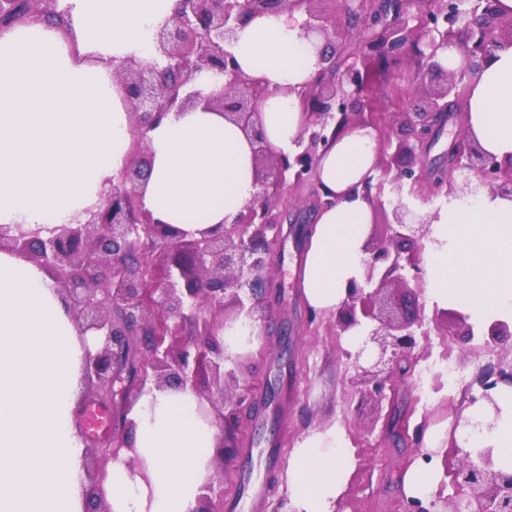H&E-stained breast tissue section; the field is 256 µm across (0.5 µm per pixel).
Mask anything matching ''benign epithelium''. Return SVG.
Instances as JSON below:
<instances>
[{
    "instance_id": "1",
    "label": "benign epithelium",
    "mask_w": 512,
    "mask_h": 512,
    "mask_svg": "<svg viewBox=\"0 0 512 512\" xmlns=\"http://www.w3.org/2000/svg\"><path fill=\"white\" fill-rule=\"evenodd\" d=\"M60 0H0V31L40 14L65 21ZM318 0H176L174 12L156 33L164 64L142 65L128 60L117 69L132 119L134 147L128 160L84 217L51 227L0 224V250L23 257L48 271L81 334L98 336L99 348L86 351L82 377L86 392L101 403L125 406L154 388L190 389L207 403L221 432L236 429L245 405L251 403V381L241 363L231 362L219 332L230 320L246 314L258 327L267 315L263 294L270 284L268 256L282 242L283 224L273 213L268 189L294 178L316 177L320 156L332 139L354 125L370 127L371 119H351L352 108L372 110L368 85L372 71L343 62L347 44L365 36L369 56L397 64L418 56L423 103L400 113L397 142L379 143L389 154L380 167L383 180L426 204L440 195L475 196L485 189L491 197L512 200V157L497 159L470 136L455 133L446 161L414 171L415 151L429 144L458 105V83L477 77L500 44H512V16L499 13L497 0H340L343 20L328 19L316 9ZM418 12L402 15L403 3ZM302 9L306 34L324 39L318 69L298 91L308 122L296 150L273 154L255 126L254 115L270 91L241 71L228 50L237 29L250 18L282 10ZM507 25V38L495 29ZM450 48L460 52L455 68L442 63ZM209 71L223 81L222 89L202 96L191 89L196 74ZM224 113L255 144L258 192L233 222L219 231L195 237L154 220L141 203V188L151 167L148 132L169 112L198 105ZM431 221L398 202L392 221L371 225L364 247L363 274L347 285L345 301L332 316L336 335L360 329L356 351L345 352L360 385L358 406L382 409L388 403L381 434L395 447L418 444L409 434L411 410L392 423L401 396L397 380L412 375L422 358L420 336L429 335L424 306L418 301L424 268L422 254ZM440 336L464 340L479 335L485 345L498 346L512 337V326L496 320L475 330L469 316L434 307L430 318ZM512 385V359L478 379L479 397L498 409L492 395L498 384ZM132 423L112 434L103 463L89 469L87 491L94 510L110 512L100 484L106 463L130 448ZM234 456L219 439L214 448V478L202 487L195 512H223L224 460ZM469 491L478 512H512V474L495 467L493 449L465 453L461 465L443 469Z\"/></svg>"
}]
</instances>
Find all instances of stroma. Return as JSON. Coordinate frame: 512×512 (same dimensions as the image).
<instances>
[{"label":"stroma","mask_w":512,"mask_h":512,"mask_svg":"<svg viewBox=\"0 0 512 512\" xmlns=\"http://www.w3.org/2000/svg\"><path fill=\"white\" fill-rule=\"evenodd\" d=\"M416 73V64L409 62L381 74L371 85L379 139L395 135L397 114L410 105ZM273 195L276 210L285 221L283 240L270 256L275 286L266 293L270 320L262 343L240 358L253 382L255 408L244 418L243 429L236 436L240 453L224 477V498L244 500L242 476L250 472L267 487L260 512H274L279 497L288 491L285 471L289 450L302 435L333 423L346 433L356 456L341 512H404L403 476L412 466L411 454L390 447L378 434L368 433L371 412L358 410V394L350 381L353 371L342 354L347 339L337 335L329 319L309 322V310L294 273L306 239L295 233L292 222L298 218L312 223L316 213L312 188L307 184L285 185ZM283 338L288 339L292 353L286 364L277 357V345ZM423 344L427 356L398 386L412 410L411 425L427 427H442L459 417L458 395L475 393L478 371L512 350L505 344L489 350L479 339L467 342L434 333ZM450 373L456 380L447 393H435V377ZM274 442L282 454L278 464L271 466L266 451Z\"/></svg>","instance_id":"1"}]
</instances>
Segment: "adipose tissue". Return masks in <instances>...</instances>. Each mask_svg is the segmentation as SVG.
I'll return each mask as SVG.
<instances>
[{
	"label": "adipose tissue",
	"mask_w": 512,
	"mask_h": 512,
	"mask_svg": "<svg viewBox=\"0 0 512 512\" xmlns=\"http://www.w3.org/2000/svg\"><path fill=\"white\" fill-rule=\"evenodd\" d=\"M71 35L43 19L0 32V224L67 223L96 203L128 157L129 107L115 68L151 63L155 34L175 0H66ZM303 11L254 17L231 50L241 70L271 91L255 117L268 147L294 150L305 123L298 89L317 70L321 38L305 36ZM467 132L498 158L512 155V45L494 51L467 99ZM151 169L142 205L189 233L230 223L256 192L250 139L222 113L168 114L148 134ZM377 140L349 128L322 156L318 179L336 196L318 211L296 271L310 310L329 315L361 278L373 209L363 187ZM424 254L430 302L463 309L479 326L512 323V201L482 195L437 212ZM92 340L80 336L45 271L0 251V512H84V442L73 425L79 373ZM496 408L470 405L461 448H489L512 473V385ZM132 459L109 464L103 491L112 512H194L214 474L218 428L191 391L155 389L129 412ZM355 466L335 428L298 439L286 472L295 512H336Z\"/></svg>",
	"instance_id": "1"
}]
</instances>
